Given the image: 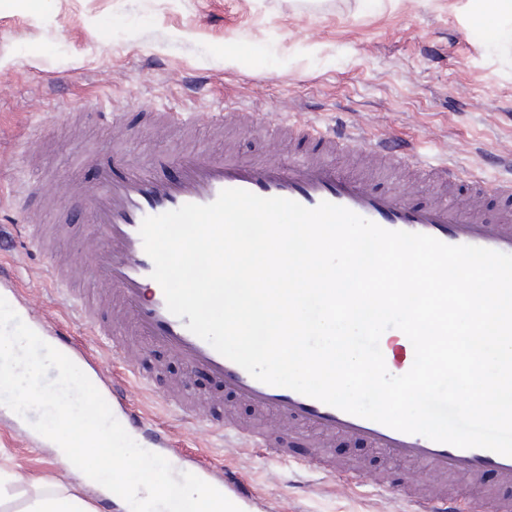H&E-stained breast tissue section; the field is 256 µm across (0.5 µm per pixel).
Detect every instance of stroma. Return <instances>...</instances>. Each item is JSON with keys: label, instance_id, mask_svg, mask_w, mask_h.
<instances>
[{"label": "stroma", "instance_id": "1", "mask_svg": "<svg viewBox=\"0 0 512 512\" xmlns=\"http://www.w3.org/2000/svg\"><path fill=\"white\" fill-rule=\"evenodd\" d=\"M468 0H0V213L38 214L61 229L57 253L91 264L93 227L57 194L54 210L20 185L92 184L80 165L86 151L119 150L126 168L147 155L175 154V134L156 136L147 112L190 124L188 142L223 150L233 138L239 159L293 157L295 144L275 126L227 125L216 135L206 117L231 103L305 112L321 127L362 126L414 140L431 165L480 168L491 180L512 177V40L492 44ZM13 247L12 301H35L50 327L88 340L71 299L42 278L45 258L26 246L15 224L0 223ZM140 363L157 372L151 393L135 402L170 435L174 463L197 473L223 463L254 496L243 512H406L392 494L241 455L189 424L163 402L164 382L185 368L158 345ZM0 472L19 475L0 512H20L36 487L82 498L97 512H129L78 483L56 464L51 446L0 411Z\"/></svg>", "mask_w": 512, "mask_h": 512}]
</instances>
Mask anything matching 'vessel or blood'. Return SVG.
Listing matches in <instances>:
<instances>
[{"mask_svg": "<svg viewBox=\"0 0 512 512\" xmlns=\"http://www.w3.org/2000/svg\"><path fill=\"white\" fill-rule=\"evenodd\" d=\"M283 127L309 141L306 156L287 163L270 157L249 162L196 147L181 150L172 174L163 172L164 161L157 157L146 158L138 169L118 172L111 156L93 151L80 156V163L97 167L99 179L96 185L77 191L95 226L89 241L95 262L89 272L93 291L81 298L76 312L85 334L106 338L113 355L125 364L123 376L99 375L109 390L108 404L120 407L119 422L126 431L145 435L148 451L158 453L166 447L165 432L151 428L130 399L134 388L148 384L137 368L138 349L161 344L187 370L219 379L225 395L246 402L257 413V420L250 422L231 415L217 422L210 414L209 397L190 396L181 383L166 390L169 406L189 423L221 434L225 447L261 448L273 460L328 477L342 471L347 479L371 481L378 492L396 494L407 504L408 512H459L454 491L461 483L469 487L475 500L494 498L498 512H512V457L403 433L291 389L262 383L190 332L186 319L168 310L161 286L151 277L153 262L144 250L140 226L146 217L187 203H211L228 188L265 198H287L308 208L328 201L387 230L422 233L450 245L512 254V180L492 181L481 170L466 171L446 163L437 167L438 176L448 184L466 181L469 201L419 204L399 186L382 192L370 188L367 179L340 172L332 158L340 150L364 157L371 167L386 163L415 169L423 160L414 143L343 124L323 130L305 116L284 122ZM66 265V260L51 254L44 269L46 279L65 296L74 292L64 276ZM303 429L320 437L322 449L300 458L293 454L292 444ZM339 437L360 441L405 462L409 466L405 478L395 483L361 463L336 465L323 451ZM203 479L234 503L251 495L231 471L208 472Z\"/></svg>", "mask_w": 512, "mask_h": 512, "instance_id": "vessel-or-blood-1", "label": "vessel or blood"}]
</instances>
